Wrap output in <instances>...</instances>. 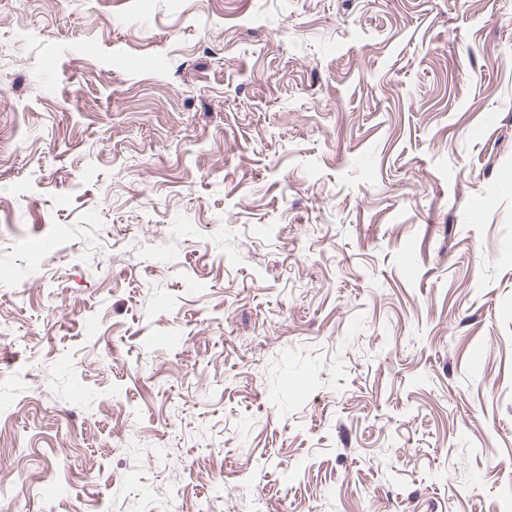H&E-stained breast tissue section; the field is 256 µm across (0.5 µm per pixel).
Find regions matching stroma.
I'll list each match as a JSON object with an SVG mask.
<instances>
[{
	"mask_svg": "<svg viewBox=\"0 0 512 512\" xmlns=\"http://www.w3.org/2000/svg\"><path fill=\"white\" fill-rule=\"evenodd\" d=\"M512 0H0V512H512Z\"/></svg>",
	"mask_w": 512,
	"mask_h": 512,
	"instance_id": "35a3bbf8",
	"label": "stroma"
}]
</instances>
